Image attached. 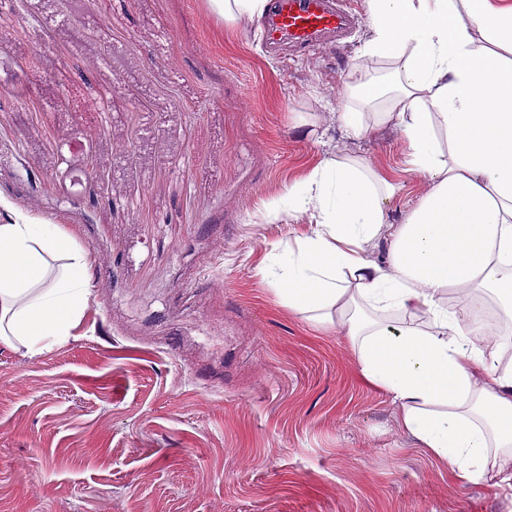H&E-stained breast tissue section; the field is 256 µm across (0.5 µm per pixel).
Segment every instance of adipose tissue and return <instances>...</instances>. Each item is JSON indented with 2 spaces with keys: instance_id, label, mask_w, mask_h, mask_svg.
I'll return each mask as SVG.
<instances>
[{
  "instance_id": "obj_1",
  "label": "adipose tissue",
  "mask_w": 512,
  "mask_h": 512,
  "mask_svg": "<svg viewBox=\"0 0 512 512\" xmlns=\"http://www.w3.org/2000/svg\"><path fill=\"white\" fill-rule=\"evenodd\" d=\"M364 51L396 62L381 125L431 186L406 221L396 187L359 158H324L270 216L309 217L264 276L315 327L344 336L361 379L462 481L512 487V6L369 0ZM387 236L385 262L366 247ZM87 256L60 225L0 199V342L37 355L87 304ZM495 296L498 325L469 322Z\"/></svg>"
}]
</instances>
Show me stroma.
I'll return each instance as SVG.
<instances>
[{
  "mask_svg": "<svg viewBox=\"0 0 512 512\" xmlns=\"http://www.w3.org/2000/svg\"><path fill=\"white\" fill-rule=\"evenodd\" d=\"M368 38L285 64L208 0H0V198L89 255L66 342L0 343V512H512L261 274L308 225L267 205L325 156L396 184L392 224L430 187L398 130L338 119L393 79Z\"/></svg>",
  "mask_w": 512,
  "mask_h": 512,
  "instance_id": "1",
  "label": "stroma"
}]
</instances>
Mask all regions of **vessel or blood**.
Wrapping results in <instances>:
<instances>
[{
	"mask_svg": "<svg viewBox=\"0 0 512 512\" xmlns=\"http://www.w3.org/2000/svg\"><path fill=\"white\" fill-rule=\"evenodd\" d=\"M360 14L352 0H271L263 19L270 51L295 46L317 51L326 40L340 41Z\"/></svg>",
	"mask_w": 512,
	"mask_h": 512,
	"instance_id": "b4317fda",
	"label": "vessel or blood"
}]
</instances>
